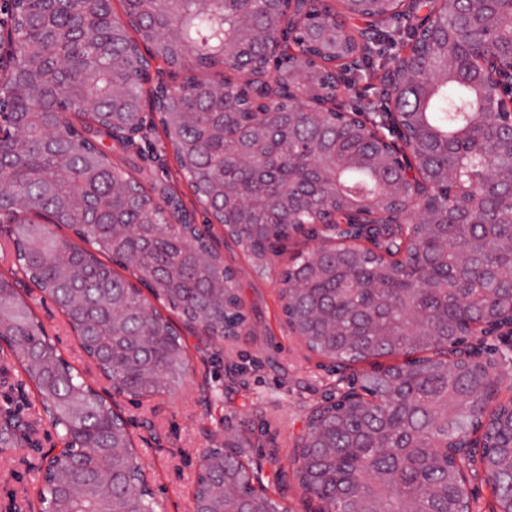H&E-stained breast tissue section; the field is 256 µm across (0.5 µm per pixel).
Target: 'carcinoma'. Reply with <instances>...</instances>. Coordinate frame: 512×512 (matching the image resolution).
<instances>
[{
	"mask_svg": "<svg viewBox=\"0 0 512 512\" xmlns=\"http://www.w3.org/2000/svg\"><path fill=\"white\" fill-rule=\"evenodd\" d=\"M461 8L460 0L431 5L446 28ZM101 14L99 0H77L48 23L39 0H15L11 71L36 69L46 84L0 80L7 108L0 112V210L15 215L14 265L79 332L112 386L145 397L181 384L186 343L170 317L101 257L149 283L154 299L204 336L220 341L245 316L235 289L224 301L213 292L224 279V258L181 198H154L141 185L122 191L129 174L113 164L103 139L124 146L144 122L135 110L144 99L140 48L190 72L179 86L153 91L161 127L204 208L216 215L224 208L215 194L222 184L251 201L247 214H229L226 229L253 256L288 239V220L311 222L326 200L340 210L379 202L392 167L374 137L334 116L271 121L251 142L254 164L237 163L255 112L267 109L262 92L221 77L209 80L219 88L210 95L191 71L224 65L220 49L231 32L244 39L243 62L266 64L255 34L274 36L277 19L265 0H149L145 15L125 22L105 23ZM482 37L473 29L454 48L457 70ZM357 40L343 28L308 52L340 58ZM476 106V92L462 79L433 89L419 79L404 104L416 113L409 132L430 167L453 166L466 154L468 165L457 172L465 181L485 157L501 158L495 188L477 196L475 221L445 224L448 190L441 188L432 200L437 223L411 228L404 249L388 244L403 252L400 260L332 250L318 272L309 253L287 270L308 278L286 310L311 350L347 363L406 358L362 375L363 388L379 399L376 409L331 405L309 423L319 437L298 453L300 486L334 512H469L448 449L464 447L478 429L489 445L499 512H512V402L485 415L478 403L485 373L445 356L468 334L467 322L512 321V128L484 126ZM319 153L349 165L328 179L313 162ZM249 224L267 225L265 244L254 241ZM52 225L70 228L79 242L59 239ZM0 340L37 389L36 415L69 432L71 453L46 469L39 490L54 512H156L152 494L138 490L143 472L127 430L112 424L111 405L62 360L8 280H0ZM254 478L236 457L209 448L193 505L237 512L255 491Z\"/></svg>",
	"mask_w": 512,
	"mask_h": 512,
	"instance_id": "cac0c4a2",
	"label": "carcinoma"
}]
</instances>
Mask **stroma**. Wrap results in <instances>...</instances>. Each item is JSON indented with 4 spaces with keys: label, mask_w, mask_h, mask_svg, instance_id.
<instances>
[{
    "label": "stroma",
    "mask_w": 512,
    "mask_h": 512,
    "mask_svg": "<svg viewBox=\"0 0 512 512\" xmlns=\"http://www.w3.org/2000/svg\"><path fill=\"white\" fill-rule=\"evenodd\" d=\"M381 54L354 75L357 90L349 107L370 113L381 110L379 77L385 57L409 40L408 20L378 21ZM115 163L132 159V173L151 194L169 191L194 208L197 223L210 215L195 197L176 162L162 129L147 130L142 138L113 152ZM212 232L220 242L224 263L237 270L236 290L245 315L242 331L230 341H212L179 324L189 345V369L172 393L134 399L118 398L129 419L135 450L150 481L160 512H191L199 474L200 455L223 445L225 438L252 442L244 456L262 469L263 485L287 512H314L316 500L304 495L294 477L295 445L306 431L310 409L336 384L323 367V356L290 335L282 314L280 272L297 252L313 244L299 237L277 245L266 269H259L227 234L222 225ZM12 262L0 258V276L15 278L16 288L32 306L61 355L98 392L110 382L96 369L79 345L69 324L53 302L24 276H13ZM37 395L9 348L0 347V512H32L40 487L41 456L37 445H49L55 431L37 420Z\"/></svg>",
    "instance_id": "35a3bbf8"
}]
</instances>
